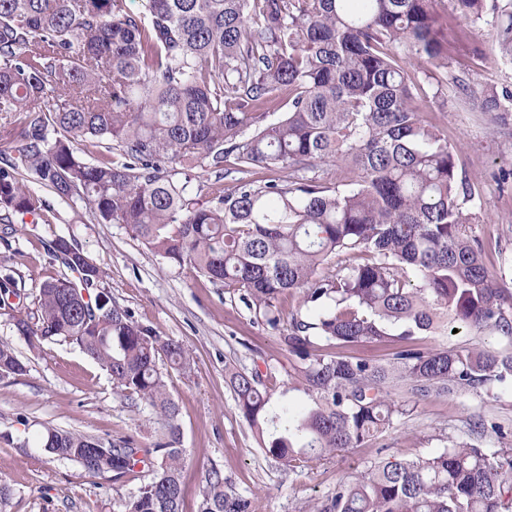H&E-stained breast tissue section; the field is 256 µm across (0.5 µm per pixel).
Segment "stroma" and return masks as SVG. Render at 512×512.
<instances>
[{
	"label": "stroma",
	"instance_id": "1",
	"mask_svg": "<svg viewBox=\"0 0 512 512\" xmlns=\"http://www.w3.org/2000/svg\"><path fill=\"white\" fill-rule=\"evenodd\" d=\"M405 64L424 119L439 128L479 189L470 208L475 231L489 268L501 271L512 287V112H482L472 95L481 88L512 89V63L501 60L490 25L480 22L463 24L448 44L447 67L434 70L432 78H425L414 59ZM49 202L40 214L15 212L10 223H0V275L12 271L22 277L25 303L33 305L35 282L62 269L46 245L66 237L100 268L114 304L188 347V368L160 366L180 409L185 512H199L204 476L214 469L249 500L250 512H315L339 481L371 461L424 456L446 438L492 447L493 437L480 439L473 432L479 419L512 429L510 386L487 401L465 396L419 404L367 447L288 471L260 450L228 382L229 371H256L275 390L285 389L289 355L279 334L262 325L236 291L191 267L163 263L122 225L91 222L86 202L54 196ZM1 340L27 370L0 378V483L10 490L0 512H126L143 482L141 473L119 479L82 474L76 463L48 455L41 437L50 426L112 441L131 437L139 447L152 448L161 435L151 408L116 394L108 373L75 345L58 341L31 350L3 313Z\"/></svg>",
	"mask_w": 512,
	"mask_h": 512
}]
</instances>
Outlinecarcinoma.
<instances>
[{
	"label": "carcinoma",
	"mask_w": 512,
	"mask_h": 512,
	"mask_svg": "<svg viewBox=\"0 0 512 512\" xmlns=\"http://www.w3.org/2000/svg\"><path fill=\"white\" fill-rule=\"evenodd\" d=\"M454 2L471 23L493 15L512 61V0ZM451 31L434 0H143L137 15L123 0H0V112L22 114L0 166V221L49 208L26 187L36 182L87 202L94 220L123 225L161 261L239 292L291 356L283 393L308 397L294 407L259 373H229L262 452L292 471L366 446L422 402L491 398L512 383V353L424 343L455 329L512 340V289L485 264L465 210L474 187L418 112L401 65L412 55L447 67ZM282 94L286 116L266 123ZM479 99L484 112H512L506 86ZM114 148L125 162L112 161ZM228 157L288 179L242 178L200 199L197 170L222 171ZM321 163L358 172L356 186L323 182ZM48 253L66 272L35 285L34 310L12 308L17 333L33 349L79 347L117 394L153 409L167 441L150 452L48 427L42 448L89 476L139 466L151 477L127 512H184L180 410L158 362L186 368L189 350L107 308L99 267L66 238ZM340 254L351 260L331 263ZM286 294L297 306L285 318ZM11 296L22 282L1 275L0 303ZM364 343L392 349L352 354ZM2 372L26 367L1 341ZM204 481L200 512H248L219 471ZM317 512H512V448L451 441L377 461Z\"/></svg>",
	"instance_id": "obj_1"
}]
</instances>
